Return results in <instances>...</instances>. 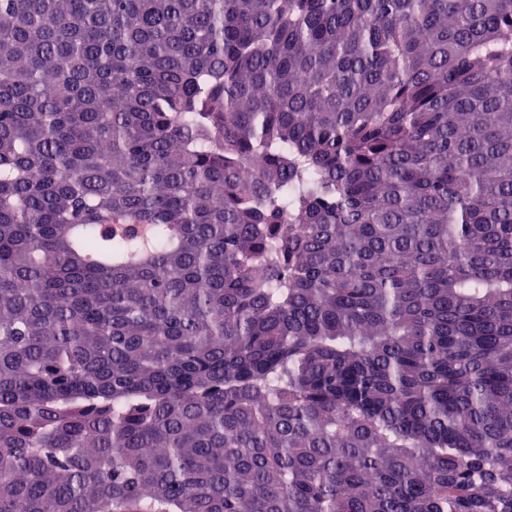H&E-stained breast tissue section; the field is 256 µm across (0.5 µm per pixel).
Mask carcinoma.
<instances>
[{"instance_id": "obj_1", "label": "carcinoma", "mask_w": 512, "mask_h": 512, "mask_svg": "<svg viewBox=\"0 0 512 512\" xmlns=\"http://www.w3.org/2000/svg\"><path fill=\"white\" fill-rule=\"evenodd\" d=\"M0 512H512V0H0Z\"/></svg>"}]
</instances>
